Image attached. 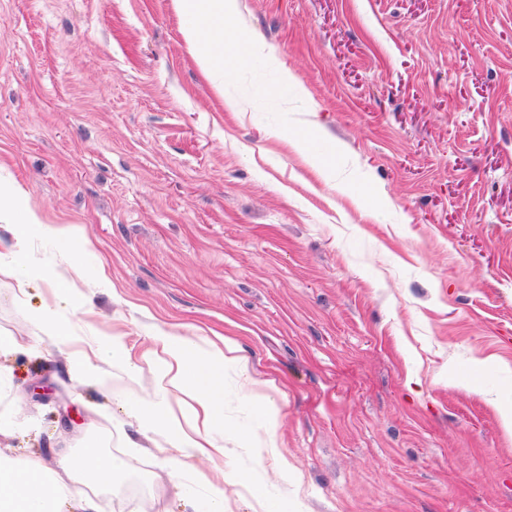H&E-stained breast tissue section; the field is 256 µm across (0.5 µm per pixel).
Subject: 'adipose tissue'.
I'll return each instance as SVG.
<instances>
[{"label":"adipose tissue","mask_w":512,"mask_h":512,"mask_svg":"<svg viewBox=\"0 0 512 512\" xmlns=\"http://www.w3.org/2000/svg\"><path fill=\"white\" fill-rule=\"evenodd\" d=\"M172 2L184 21L183 32L189 46H196L201 40L206 43V51L200 56L202 68L215 69L224 59V20L230 16L234 0ZM2 217L14 221L18 238L35 236L63 249H74L67 230L43 223L28 207L20 187L8 180H0ZM38 322L53 344L71 347L70 362L77 373L89 383L113 390L111 376L102 373L90 357L91 350L98 348L99 339H88V351H76L72 348L75 337L71 328L60 322L54 309L44 308ZM152 341L162 354L163 382L155 385L148 398L122 391H113L114 397L138 435H165L176 455L171 476L192 512H224L223 489L193 472L190 462L224 456L226 432L245 441L258 428L265 435V452L277 455L278 410L274 398L282 389L275 378H257L253 364L241 355L232 339H225L224 350L218 354L204 352L189 338L174 334L158 333ZM216 366L234 369L248 385L243 393L247 414L231 425L224 418V383L209 375ZM174 399L181 402L176 411L170 407ZM74 476L92 486L110 485L116 478V466L110 454L94 447L68 454L56 470L0 455V512H96L93 500L70 501L67 481Z\"/></svg>","instance_id":"ef3b65f1"}]
</instances>
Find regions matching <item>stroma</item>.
<instances>
[{
  "label": "stroma",
  "mask_w": 512,
  "mask_h": 512,
  "mask_svg": "<svg viewBox=\"0 0 512 512\" xmlns=\"http://www.w3.org/2000/svg\"><path fill=\"white\" fill-rule=\"evenodd\" d=\"M225 76L172 0H0V178L95 261L0 222L25 250L0 286L14 427L0 453L48 468L111 450L123 483L70 481L99 512H191L164 436L127 445L111 393L34 315L53 305L115 388L146 394L160 330L283 384L287 500L304 512H512V0H236ZM63 283L54 292L51 282ZM81 294L93 308L73 310ZM120 337L130 360L113 359ZM195 467L227 512H264L271 456ZM27 262L20 252L0 253V286L5 279L14 281L21 288L27 279Z\"/></svg>",
  "instance_id": "obj_1"
}]
</instances>
